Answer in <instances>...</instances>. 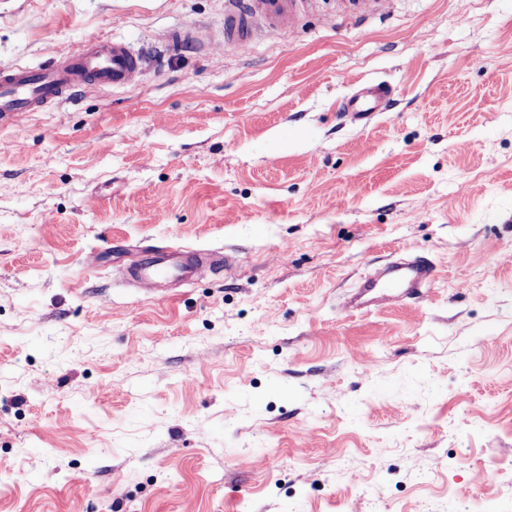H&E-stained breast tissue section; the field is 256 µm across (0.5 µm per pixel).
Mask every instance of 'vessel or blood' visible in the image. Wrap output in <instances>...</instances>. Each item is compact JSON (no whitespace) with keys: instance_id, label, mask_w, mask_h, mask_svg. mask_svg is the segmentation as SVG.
<instances>
[{"instance_id":"1","label":"vessel or blood","mask_w":512,"mask_h":512,"mask_svg":"<svg viewBox=\"0 0 512 512\" xmlns=\"http://www.w3.org/2000/svg\"><path fill=\"white\" fill-rule=\"evenodd\" d=\"M304 0H224V43L247 48L259 30L291 35ZM143 58L129 45L111 42L96 33L84 36L80 46L63 58L38 68L14 65L0 69V120L25 112H42L71 96L78 88L123 87L141 78ZM392 108L384 84H370L344 98L340 112L356 121ZM211 255L171 249L144 251L127 267V280L159 287L176 280L189 284L205 271ZM435 279L433 265L422 258L392 262L364 278L344 300L349 313H368L377 307L422 299Z\"/></svg>"}]
</instances>
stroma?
Wrapping results in <instances>:
<instances>
[{
  "label": "stroma",
  "mask_w": 512,
  "mask_h": 512,
  "mask_svg": "<svg viewBox=\"0 0 512 512\" xmlns=\"http://www.w3.org/2000/svg\"><path fill=\"white\" fill-rule=\"evenodd\" d=\"M174 29L0 122V512H512V0H315L244 51L224 0H0V68ZM172 248L237 261L124 282ZM413 257L428 297L343 311ZM392 101L390 92L384 84H370L362 86L344 98L338 110L355 121L369 122L376 112L390 111Z\"/></svg>",
  "instance_id": "35a3bbf8"
}]
</instances>
